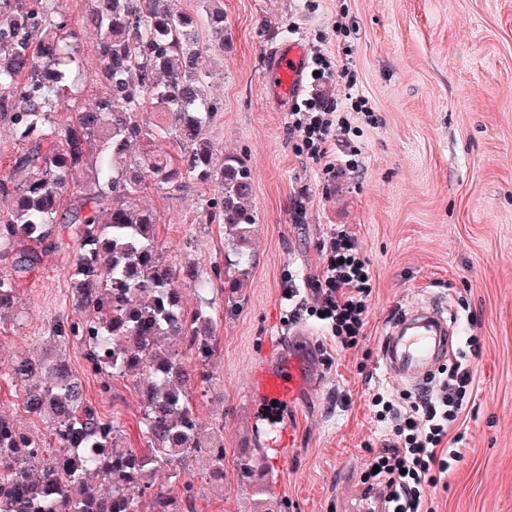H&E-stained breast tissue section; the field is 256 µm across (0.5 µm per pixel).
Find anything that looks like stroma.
<instances>
[{
    "label": "stroma",
    "mask_w": 512,
    "mask_h": 512,
    "mask_svg": "<svg viewBox=\"0 0 512 512\" xmlns=\"http://www.w3.org/2000/svg\"><path fill=\"white\" fill-rule=\"evenodd\" d=\"M224 44L211 48L210 90L221 108L204 134L238 156L253 178L256 237L251 273L228 303L224 227L199 208L205 186L174 194L147 187L141 198L160 218V247L174 264L197 263L212 278L217 349L196 413L224 440V482H208L194 459L183 470L193 501L178 512H357L370 450L382 444L366 400L399 391L379 356L381 333L397 306L443 298L458 320L456 350L482 337L477 382L462 419L464 459L432 497V512H512V0H220ZM353 30L346 43L362 90L379 119L356 143L362 168L325 180L288 138L287 113L263 81L269 55L285 40L331 34L341 6ZM98 39L78 43L84 79L76 112L105 92L96 78ZM343 224L361 242L376 281L368 335L336 352L321 330L289 317V275L319 270L318 243ZM19 279L18 309L0 322V368L21 357L62 359L84 381L88 404L111 420L127 447H144L132 381L110 393L85 372V350L49 335L71 314V230ZM309 333L314 383L288 408L251 395V372L287 351L291 331ZM349 406H342V398ZM287 430L284 448L271 429ZM250 460L257 479L242 477ZM263 495H256V487Z\"/></svg>",
    "instance_id": "1"
}]
</instances>
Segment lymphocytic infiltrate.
<instances>
[{
  "instance_id": "lymphocytic-infiltrate-1",
  "label": "lymphocytic infiltrate",
  "mask_w": 512,
  "mask_h": 512,
  "mask_svg": "<svg viewBox=\"0 0 512 512\" xmlns=\"http://www.w3.org/2000/svg\"><path fill=\"white\" fill-rule=\"evenodd\" d=\"M311 92L288 114V136L296 152L335 178L360 167L358 147L349 145L358 122L377 121L374 106L358 87L356 69L332 65L323 44L311 49ZM322 264L307 281L313 301L309 316H321L337 350L360 348L369 324L376 286L357 237L345 227L331 229L319 244ZM469 353L439 371L437 385L412 395L377 391L370 414L388 437L361 473L365 496L377 495L388 512H432L431 496L462 460L457 430L466 399L474 391L480 337L467 339Z\"/></svg>"
}]
</instances>
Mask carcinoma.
Segmentation results:
<instances>
[{
  "label": "carcinoma",
  "instance_id": "obj_1",
  "mask_svg": "<svg viewBox=\"0 0 512 512\" xmlns=\"http://www.w3.org/2000/svg\"><path fill=\"white\" fill-rule=\"evenodd\" d=\"M66 0H0V112H10L25 142L15 169L23 183L0 172V196L15 194L14 209L0 211V255L25 273L40 261L37 246L58 247L61 201L80 172L92 171L79 193L105 202L79 203L69 224L79 248L70 268L72 307L79 318L58 317L52 339L86 350V372L111 390L117 378H132L140 399L143 448H128L118 427L83 399L80 382L61 360L22 358L0 377L20 386L23 409L47 419L50 440L34 436L0 414V512H177L161 472L182 483L186 500L194 486L182 475L185 458L203 461V471L224 479V443L205 437L191 384L206 381L204 367L216 351L210 281L200 267L167 261L156 240L160 219L141 203L151 180L170 189L188 179L210 188L201 200L210 224L224 225L234 258L224 260V287L244 286L252 262L256 218L250 168L203 137L219 110L208 93L209 48L198 35L197 15L171 11L165 0H94L80 20H70ZM208 0V28L224 33V10ZM98 42L99 80L106 92L61 122L73 94L82 32ZM39 38H34V35ZM147 112L160 115L153 123ZM173 138L174 158L157 149ZM19 239L34 246L14 250ZM199 294L184 307L180 286ZM17 284L0 274V316L14 311ZM175 337L189 354L162 344Z\"/></svg>",
  "mask_w": 512,
  "mask_h": 512
}]
</instances>
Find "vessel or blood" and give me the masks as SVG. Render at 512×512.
<instances>
[{"label":"vessel or blood","mask_w":512,"mask_h":512,"mask_svg":"<svg viewBox=\"0 0 512 512\" xmlns=\"http://www.w3.org/2000/svg\"><path fill=\"white\" fill-rule=\"evenodd\" d=\"M307 48L293 39L279 46L268 59L265 83L286 102L296 98L306 66ZM457 320L437 300L401 307L387 323L380 356L387 373L408 388L427 384L454 351ZM308 381L304 355L292 353L259 366L252 377V391L263 402L286 404Z\"/></svg>","instance_id":"obj_1"}]
</instances>
